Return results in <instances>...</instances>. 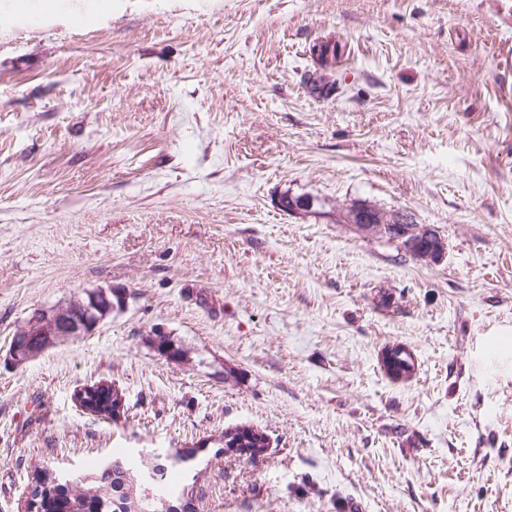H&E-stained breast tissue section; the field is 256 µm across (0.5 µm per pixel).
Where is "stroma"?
Here are the masks:
<instances>
[{"instance_id":"obj_1","label":"stroma","mask_w":512,"mask_h":512,"mask_svg":"<svg viewBox=\"0 0 512 512\" xmlns=\"http://www.w3.org/2000/svg\"><path fill=\"white\" fill-rule=\"evenodd\" d=\"M100 287L92 333L2 358ZM100 379L120 421L73 400ZM141 450L191 455L198 512H512V0H0V512ZM347 220L366 235H380L397 242L413 258L431 264L440 263L447 244L430 224H417L403 213L385 214L365 204L352 205ZM384 367L386 373L391 378L400 380L411 378L415 372L416 364L409 354L394 351L390 357L385 360Z\"/></svg>"}]
</instances>
